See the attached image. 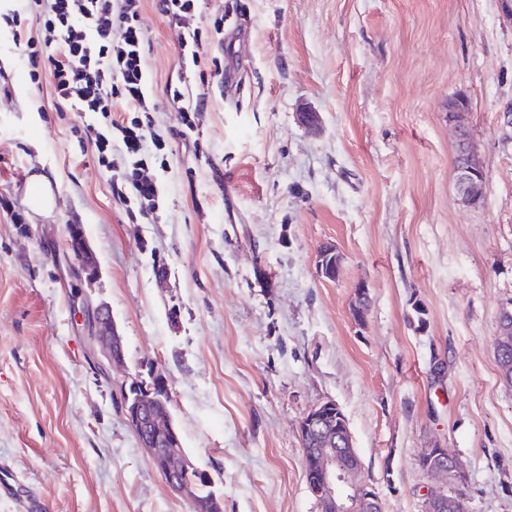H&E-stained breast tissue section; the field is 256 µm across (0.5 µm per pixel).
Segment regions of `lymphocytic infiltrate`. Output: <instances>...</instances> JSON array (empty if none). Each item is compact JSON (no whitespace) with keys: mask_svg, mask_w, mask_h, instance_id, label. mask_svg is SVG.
<instances>
[{"mask_svg":"<svg viewBox=\"0 0 512 512\" xmlns=\"http://www.w3.org/2000/svg\"><path fill=\"white\" fill-rule=\"evenodd\" d=\"M142 0H51L38 17L41 36L27 39L22 55L32 82L50 72L55 95L77 112L99 114L102 125L93 129L99 165L112 171V194L149 221L159 218L162 182L149 176L146 142L164 151L163 140L152 139L149 112L150 78L144 66L145 37ZM204 0H159L163 14L184 25L180 61L199 66L201 54L224 28L223 19L212 26L197 25ZM60 48L64 63H55L53 48ZM121 103L128 118L112 117V106ZM120 141L125 168L112 164V143Z\"/></svg>","mask_w":512,"mask_h":512,"instance_id":"lymphocytic-infiltrate-1","label":"lymphocytic infiltrate"}]
</instances>
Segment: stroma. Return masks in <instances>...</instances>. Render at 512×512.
<instances>
[{"instance_id": "obj_1", "label": "stroma", "mask_w": 512, "mask_h": 512, "mask_svg": "<svg viewBox=\"0 0 512 512\" xmlns=\"http://www.w3.org/2000/svg\"><path fill=\"white\" fill-rule=\"evenodd\" d=\"M219 16L208 53L240 82L212 88L185 137L166 85L197 93L198 71H180V28L143 2L166 143L153 224L112 195L88 133L99 115L56 107L0 28V468L45 512H194L124 416L130 385L160 377L224 512H318L297 429L328 400L384 512H422L431 447L460 461L468 512H512V383L494 353L512 305V23L498 0H206L201 24ZM459 94L478 208L455 190ZM28 176L50 181V212L28 207ZM326 245L344 257L334 280L317 269ZM86 302L109 309L123 366L89 352ZM69 250L78 258L80 272L85 273L88 279L94 276V267L89 263L87 257V244L84 233L74 228L73 237L69 238Z\"/></svg>"}]
</instances>
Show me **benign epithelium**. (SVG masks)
<instances>
[{
  "mask_svg": "<svg viewBox=\"0 0 512 512\" xmlns=\"http://www.w3.org/2000/svg\"><path fill=\"white\" fill-rule=\"evenodd\" d=\"M465 109L461 98L448 101V124L453 127L456 142V191L463 205L479 207L485 201L484 179L471 149L469 128L462 120ZM69 250L78 258L80 272L92 278L94 267L88 261L84 233L78 228L69 238ZM341 264L342 256L330 246L319 255L317 268L320 275L334 278ZM84 325L92 352L111 366L121 363L122 341L110 311L103 306L86 305ZM511 343L512 308H504L499 314L494 349L499 353L502 346ZM125 418L173 491L190 498L198 512L204 507L211 512H223L221 496L213 491L200 498L197 487L188 481L189 472L197 467L184 456L179 434L165 413L161 398L152 395V390L143 389L125 408ZM299 437L308 445L304 449L306 483L319 512H382L375 486L362 477L361 460L338 404L327 401L310 410L299 424ZM420 458L424 459V471L432 480L424 494L422 512H459V485L464 481L459 460L448 458L446 448H424Z\"/></svg>",
  "mask_w": 512,
  "mask_h": 512,
  "instance_id": "obj_1",
  "label": "benign epithelium"
}]
</instances>
